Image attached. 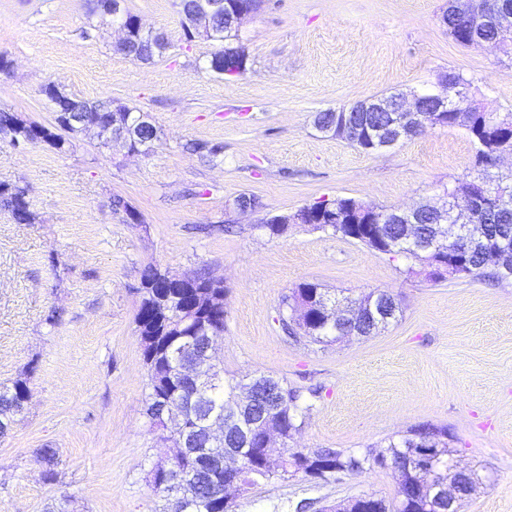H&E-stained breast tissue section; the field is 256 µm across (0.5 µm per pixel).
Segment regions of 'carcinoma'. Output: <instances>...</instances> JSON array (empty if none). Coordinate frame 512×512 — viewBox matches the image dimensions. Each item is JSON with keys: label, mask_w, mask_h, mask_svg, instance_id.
<instances>
[{"label": "carcinoma", "mask_w": 512, "mask_h": 512, "mask_svg": "<svg viewBox=\"0 0 512 512\" xmlns=\"http://www.w3.org/2000/svg\"><path fill=\"white\" fill-rule=\"evenodd\" d=\"M213 36L219 42L229 43L238 37L230 14H219L210 20ZM170 47L168 36L163 33L149 35L132 29L127 57L141 62H149L160 57ZM81 109L101 112L110 119L114 112L133 114L124 104L115 105L112 100L82 101ZM12 127L15 139L25 144L46 143L61 150L69 143V138L78 130L68 127L56 133L35 124L26 123L15 114L0 109V127ZM475 146L476 162L473 165L472 179L485 199L484 207L477 213L474 245L470 251L460 256L459 263L448 267V275L470 277L472 279L492 278L497 282L512 279V273L500 268L489 269L487 250L502 246L512 248V173L501 174L489 168L494 153L512 145V112H475L469 131ZM0 208L9 211L19 224H30L34 220L26 200L25 191L20 188H0ZM335 235L351 239L375 252L403 257L414 261L408 271L413 274L428 272L430 267L441 268L444 256L456 251L457 243L447 240L442 243L437 254H429L407 240L408 230H413L417 239L423 241L431 237L437 224L427 220L423 224H370L366 228L351 224L330 225ZM212 307L204 313L194 310L188 296L177 303L176 311L168 322H157L152 314V289L142 294L136 314L138 334L144 337L142 351L147 370L149 393L145 413L151 425L160 427L163 404L176 405L190 428L198 426L200 420L210 411L223 413L233 411L231 396L242 382L229 378L220 384L203 389L184 386L177 380L176 364L181 362V347L186 344L201 349L209 341L208 331L224 332V288H212ZM333 300L319 285L304 282L293 291L294 304L309 306L311 321L304 324L288 321L281 315L284 331L296 340L306 338L314 343L333 342L345 336H368L372 333L371 319L366 318L351 325L331 323L325 314V303ZM362 305L376 304L380 307L391 305V296L382 291H371L360 298H345ZM264 384L259 386L258 399L250 408L240 412V423L228 428L224 434V447L239 450L236 466L241 494L249 491L262 481L285 480L303 472V459L313 462L326 461L341 471V475L352 477L374 462L386 458L394 462L391 471L398 481L397 496L391 500L372 497L369 501L355 498L338 503L328 512H436L433 507V484L419 468L414 454L415 444L424 441L433 451L431 471L443 478L450 476L452 450L448 448V431L442 428L421 426L400 437L391 439L385 450L376 451L373 447L361 453L318 448L304 452L285 447L276 455H269L262 448V429L270 420L291 434L304 423L311 405L305 403L301 391L291 389L281 380L261 374ZM28 387L23 381L0 386V434L9 431L13 417L22 412ZM194 452L177 459L175 470L191 480L197 490L192 501H178L173 489L161 487L162 477L158 470L151 471L153 484L166 493L167 512H228L224 504V474L217 473L207 464L211 445L204 435L196 434L193 441ZM38 455L45 468L46 476L53 477L57 461V451L51 447L38 449Z\"/></svg>", "instance_id": "obj_1"}]
</instances>
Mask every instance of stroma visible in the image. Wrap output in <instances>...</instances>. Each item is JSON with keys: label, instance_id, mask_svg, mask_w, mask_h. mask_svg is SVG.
<instances>
[{"label": "stroma", "instance_id": "stroma-1", "mask_svg": "<svg viewBox=\"0 0 512 512\" xmlns=\"http://www.w3.org/2000/svg\"><path fill=\"white\" fill-rule=\"evenodd\" d=\"M171 47L144 63L116 54L110 20L86 0H0V107L54 127L42 88L148 113L160 139L133 153L95 132L64 151L16 146L0 133V186L27 191L34 215L0 209V384L30 399L0 438V512H163L148 473L168 447L145 415L148 393L135 316L140 276L157 264L199 270L226 289L217 342L225 377L263 372L308 391L290 445L359 453L420 425L448 431L479 483L464 512H512V284L408 274V261L308 224L260 229L325 197L405 208L464 181L468 132L434 126L369 155L317 130L316 113L462 73L490 109L512 112V60L464 47L440 22L448 0H263L246 19L242 76L207 67L216 42L188 41L179 0H125ZM193 143L220 146L207 159ZM261 207L241 212L240 195ZM124 200L141 221L112 208ZM303 282L336 296L378 289L401 307L367 337L287 341L282 300ZM60 311L48 323L51 311ZM57 450L54 479L36 451ZM391 471L324 482L296 476L237 497L233 512H317L363 494L394 498Z\"/></svg>", "mask_w": 512, "mask_h": 512}]
</instances>
